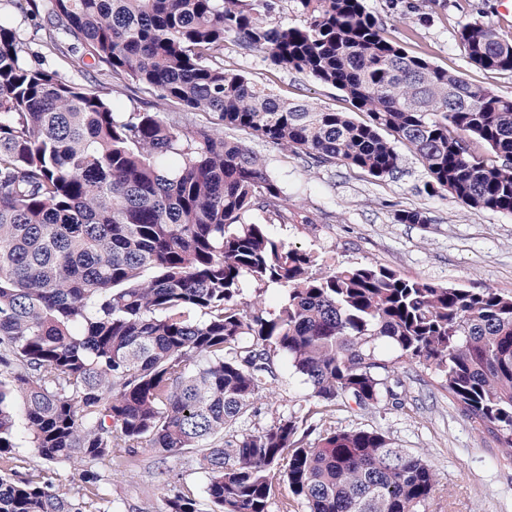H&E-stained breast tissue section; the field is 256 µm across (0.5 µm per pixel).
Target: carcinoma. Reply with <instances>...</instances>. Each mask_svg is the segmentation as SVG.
<instances>
[{
	"label": "carcinoma",
	"instance_id": "obj_1",
	"mask_svg": "<svg viewBox=\"0 0 512 512\" xmlns=\"http://www.w3.org/2000/svg\"><path fill=\"white\" fill-rule=\"evenodd\" d=\"M3 2L45 38L32 50L0 10V512H92L99 465L140 448L195 451L211 512H269L278 472L308 512H423L438 484L425 457L382 430L312 422L385 397L404 407L378 341L439 372L448 400L512 448V296L372 262L314 270L317 256L249 220H287L288 199L263 159L224 135L376 179L397 174V141L430 193L512 214V98L409 54L364 0H297L298 25L270 21L280 0ZM228 39L340 89L364 119L225 69ZM457 39L470 64L512 72V40L495 23L474 17ZM49 56L77 59L88 84ZM134 88L153 110L124 112L111 97ZM396 218L430 223L421 210ZM246 279L283 288L278 312L240 301ZM280 354L315 409L236 430L277 380ZM22 430L42 463L25 474L13 466ZM60 463L82 488L55 485ZM161 512L206 510L174 486Z\"/></svg>",
	"mask_w": 512,
	"mask_h": 512
}]
</instances>
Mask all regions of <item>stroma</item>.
Returning a JSON list of instances; mask_svg holds the SVG:
<instances>
[{"label":"stroma","instance_id":"obj_1","mask_svg":"<svg viewBox=\"0 0 512 512\" xmlns=\"http://www.w3.org/2000/svg\"><path fill=\"white\" fill-rule=\"evenodd\" d=\"M365 7L379 19L385 36L409 54L512 97V73L469 65L456 38L462 23L481 15L512 39V0H365ZM224 66L281 98L338 112L352 109L337 88L307 73L277 68L263 53L231 40L224 43ZM242 141L264 159L288 198V221L269 224L271 236L319 254L324 271L372 262L434 284L512 295V214L475 212L449 194H427V175L407 148L399 150V172L378 181L340 162L311 168L272 143L248 135ZM410 209L427 212L429 223H397L396 213ZM375 353L394 361L405 407L384 401L369 410L344 409L336 414L339 427L381 429L400 447L425 456L439 484L425 512H512V450L475 429L449 402L432 371L397 359L383 343ZM277 366V382L240 430L253 432L313 407L310 386L287 356H278ZM157 466L146 448L135 461L113 464L103 488L114 512H161L164 489Z\"/></svg>","mask_w":512,"mask_h":512}]
</instances>
